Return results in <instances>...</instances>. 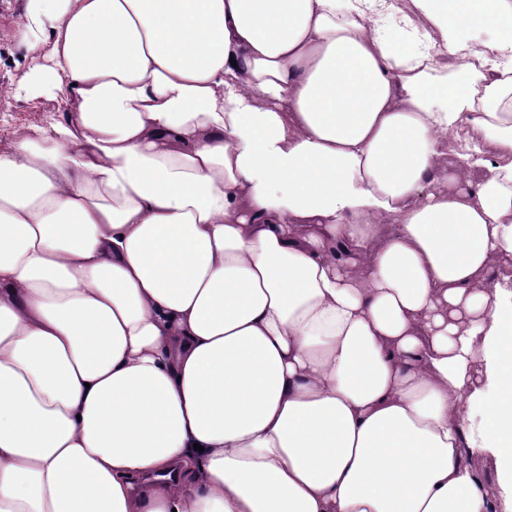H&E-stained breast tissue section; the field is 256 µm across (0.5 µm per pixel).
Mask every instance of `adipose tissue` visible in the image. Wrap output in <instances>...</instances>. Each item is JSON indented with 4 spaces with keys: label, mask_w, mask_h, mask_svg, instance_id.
<instances>
[{
    "label": "adipose tissue",
    "mask_w": 512,
    "mask_h": 512,
    "mask_svg": "<svg viewBox=\"0 0 512 512\" xmlns=\"http://www.w3.org/2000/svg\"><path fill=\"white\" fill-rule=\"evenodd\" d=\"M14 37L65 118L0 152V512H512V0Z\"/></svg>",
    "instance_id": "obj_1"
}]
</instances>
